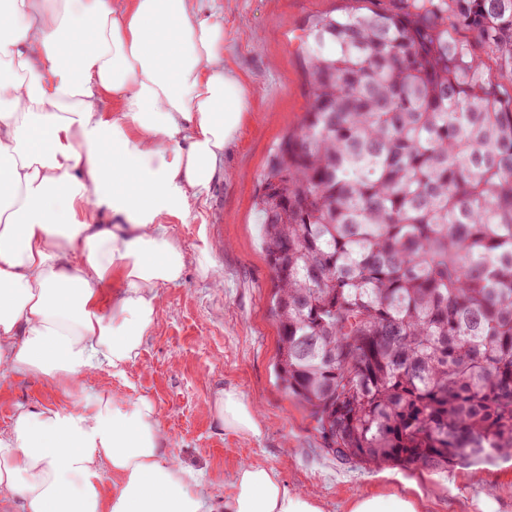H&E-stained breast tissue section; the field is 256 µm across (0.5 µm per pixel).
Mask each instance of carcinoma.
Returning <instances> with one entry per match:
<instances>
[{
    "mask_svg": "<svg viewBox=\"0 0 512 512\" xmlns=\"http://www.w3.org/2000/svg\"><path fill=\"white\" fill-rule=\"evenodd\" d=\"M313 19L310 107L255 201L276 376L325 452L445 473L512 458V0ZM473 35H448V23Z\"/></svg>",
    "mask_w": 512,
    "mask_h": 512,
    "instance_id": "obj_1",
    "label": "carcinoma"
}]
</instances>
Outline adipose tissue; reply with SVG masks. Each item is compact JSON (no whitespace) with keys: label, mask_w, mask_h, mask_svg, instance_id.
I'll return each instance as SVG.
<instances>
[{"label":"adipose tissue","mask_w":512,"mask_h":512,"mask_svg":"<svg viewBox=\"0 0 512 512\" xmlns=\"http://www.w3.org/2000/svg\"><path fill=\"white\" fill-rule=\"evenodd\" d=\"M223 60V26L188 0L0 6V373L80 396L69 410H20L0 431V502L12 512H213L200 470L168 452L155 404L85 381L125 375L161 288L183 277L185 253L161 219L209 190L248 108ZM90 188L111 223L85 213ZM211 411L225 431L260 433L257 406L235 388ZM106 471L119 479L109 494ZM224 512L322 507L276 468L246 464Z\"/></svg>","instance_id":"1"}]
</instances>
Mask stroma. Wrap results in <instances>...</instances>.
I'll return each instance as SVG.
<instances>
[{"label":"stroma","instance_id":"35a3bbf8","mask_svg":"<svg viewBox=\"0 0 512 512\" xmlns=\"http://www.w3.org/2000/svg\"><path fill=\"white\" fill-rule=\"evenodd\" d=\"M353 0H191L224 24V65L245 84L249 108L237 140L224 152V174L190 198L185 217H165L187 264L181 282L160 291L161 317L125 378L103 371L88 380L157 407L169 446L203 472L222 506L239 466L276 468L289 490L317 499L323 512H348L361 496L416 494L420 512H512V459L445 473L342 463L324 452L309 408L284 393L273 370L278 330L270 313L272 271L254 209L270 153L298 130L311 97L297 37L309 20L338 14ZM214 251L208 271L197 262ZM233 387L261 416L257 436L224 431L209 412L218 389ZM74 398L32 376H0V430L20 409L71 407Z\"/></svg>","mask_w":512,"mask_h":512}]
</instances>
